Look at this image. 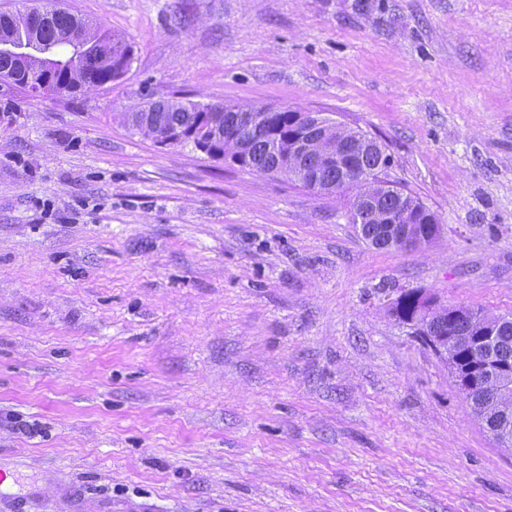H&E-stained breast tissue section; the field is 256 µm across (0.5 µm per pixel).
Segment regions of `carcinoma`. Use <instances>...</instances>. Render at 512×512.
Here are the masks:
<instances>
[{
	"label": "carcinoma",
	"instance_id": "carcinoma-1",
	"mask_svg": "<svg viewBox=\"0 0 512 512\" xmlns=\"http://www.w3.org/2000/svg\"><path fill=\"white\" fill-rule=\"evenodd\" d=\"M42 15L38 33L28 23L29 14ZM37 39L36 49L15 57L0 54V80L15 84L28 92L33 85L44 83L55 95H73L101 88L121 74L115 68V58L132 60V47L110 30L58 6L56 0H42L40 7H26L13 13H0V40L19 43ZM256 110L254 105L202 104L177 97L150 99L142 105L119 113V120L128 129L163 143L168 134L180 135L185 143H203L209 147L210 158L227 161L243 158L241 170L264 175L282 176L301 184L307 175L314 174L322 192L337 194L344 187L356 190L358 195L374 199L376 209L354 212L364 240L378 248H402L404 232L427 243L437 236L440 226L435 213L411 193L380 179L357 183L349 171L330 165L325 156L342 142L353 144V155L358 167L370 173L386 165L382 148L354 144L359 131L339 123L314 130L308 152L301 156L291 152V139L302 112L293 110L271 112L261 125L244 128L243 115ZM242 130L238 138L224 136V130ZM409 213L410 223L388 224V217ZM428 296L412 298L406 292L392 307V314L400 319L427 321L424 342L448 362L455 375L483 356L469 351L463 345L468 337L485 332L492 334V350L501 363L512 362V317L495 315L481 309L442 306L432 310ZM448 337V349L439 350L438 343ZM472 415L491 438H496L499 421L512 417V386L503 384L497 376L487 375L486 389L479 394H463Z\"/></svg>",
	"mask_w": 512,
	"mask_h": 512
}]
</instances>
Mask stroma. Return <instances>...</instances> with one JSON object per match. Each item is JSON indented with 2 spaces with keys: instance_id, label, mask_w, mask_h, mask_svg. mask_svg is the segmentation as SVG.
<instances>
[{
  "instance_id": "1",
  "label": "stroma",
  "mask_w": 512,
  "mask_h": 512,
  "mask_svg": "<svg viewBox=\"0 0 512 512\" xmlns=\"http://www.w3.org/2000/svg\"><path fill=\"white\" fill-rule=\"evenodd\" d=\"M112 84L0 81V512H512V452L406 291L512 316V0H62ZM318 112L440 224L376 248L333 196L160 147L147 94Z\"/></svg>"
}]
</instances>
